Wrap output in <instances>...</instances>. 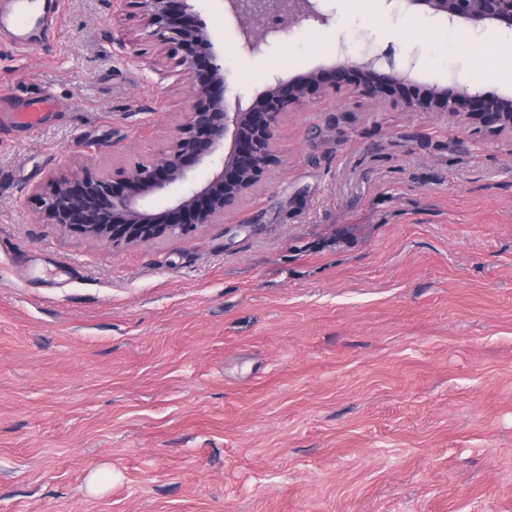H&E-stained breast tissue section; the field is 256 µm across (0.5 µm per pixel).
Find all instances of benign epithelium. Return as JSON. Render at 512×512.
Wrapping results in <instances>:
<instances>
[{"instance_id": "7a95c632", "label": "benign epithelium", "mask_w": 512, "mask_h": 512, "mask_svg": "<svg viewBox=\"0 0 512 512\" xmlns=\"http://www.w3.org/2000/svg\"><path fill=\"white\" fill-rule=\"evenodd\" d=\"M443 16L451 25L478 29L487 25L512 33V0H404ZM138 11L145 41L159 63L174 61L186 80L189 110L182 113L167 146L151 159L117 174L84 166L51 178L28 194L40 224H54L83 238L114 248L185 235L217 224L262 182L278 163L274 144L279 117L314 93L358 75V92L378 104L409 112L445 114L494 134L512 135V96L483 91L452 80L421 88L393 61L373 55L350 57L328 69L279 79L242 108H229L231 92L224 51L212 40L189 0H128ZM224 19L237 25L239 46L259 55L281 30L306 21L327 25L325 0H222ZM212 170L195 180L200 166Z\"/></svg>"}]
</instances>
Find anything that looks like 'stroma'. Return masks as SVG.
<instances>
[{
	"label": "stroma",
	"mask_w": 512,
	"mask_h": 512,
	"mask_svg": "<svg viewBox=\"0 0 512 512\" xmlns=\"http://www.w3.org/2000/svg\"><path fill=\"white\" fill-rule=\"evenodd\" d=\"M42 3L27 46L0 27V512H512V136L344 84L284 112L220 223L95 244L27 193L149 159L187 86L134 58L120 0ZM195 7L246 105L369 53L512 92L404 0H329L260 55ZM44 90L41 129L11 124Z\"/></svg>",
	"instance_id": "35a3bbf8"
}]
</instances>
